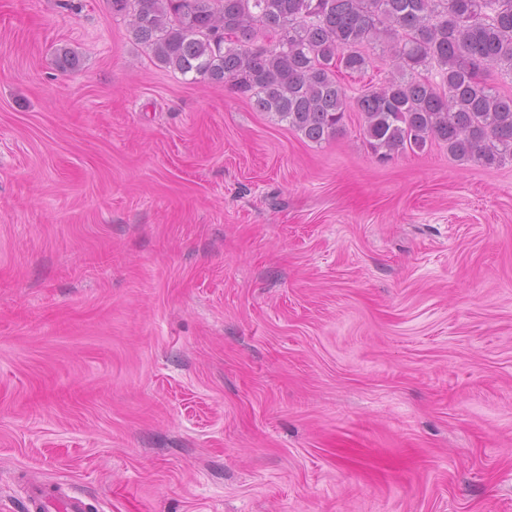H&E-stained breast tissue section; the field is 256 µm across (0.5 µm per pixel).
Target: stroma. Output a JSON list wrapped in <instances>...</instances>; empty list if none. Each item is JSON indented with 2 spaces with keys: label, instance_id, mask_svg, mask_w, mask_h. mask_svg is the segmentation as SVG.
<instances>
[{
  "label": "stroma",
  "instance_id": "stroma-1",
  "mask_svg": "<svg viewBox=\"0 0 512 512\" xmlns=\"http://www.w3.org/2000/svg\"><path fill=\"white\" fill-rule=\"evenodd\" d=\"M361 123L0 0V512H512V162ZM50 483H36L26 490L28 512H86L84 497L76 492L57 494Z\"/></svg>",
  "mask_w": 512,
  "mask_h": 512
}]
</instances>
